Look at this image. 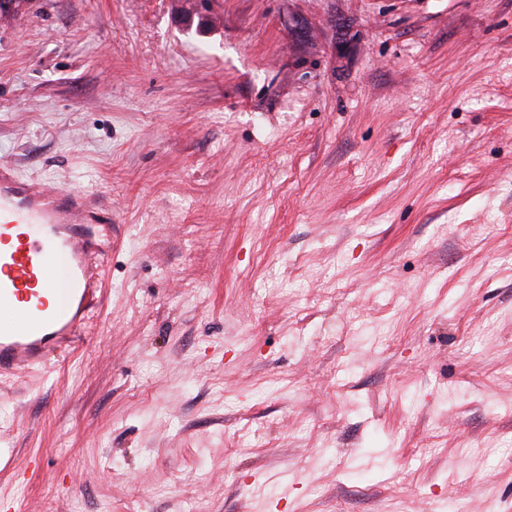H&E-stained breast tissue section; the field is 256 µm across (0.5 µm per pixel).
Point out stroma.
Returning <instances> with one entry per match:
<instances>
[{
	"label": "stroma",
	"mask_w": 512,
	"mask_h": 512,
	"mask_svg": "<svg viewBox=\"0 0 512 512\" xmlns=\"http://www.w3.org/2000/svg\"><path fill=\"white\" fill-rule=\"evenodd\" d=\"M1 161L112 224L0 512H512V0H20Z\"/></svg>",
	"instance_id": "obj_1"
}]
</instances>
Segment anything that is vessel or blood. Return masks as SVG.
I'll use <instances>...</instances> for the list:
<instances>
[{
    "label": "vessel or blood",
    "instance_id": "obj_1",
    "mask_svg": "<svg viewBox=\"0 0 512 512\" xmlns=\"http://www.w3.org/2000/svg\"><path fill=\"white\" fill-rule=\"evenodd\" d=\"M106 205L64 188L45 189L0 163V373L44 363L79 334L97 298L92 262Z\"/></svg>",
    "mask_w": 512,
    "mask_h": 512
}]
</instances>
